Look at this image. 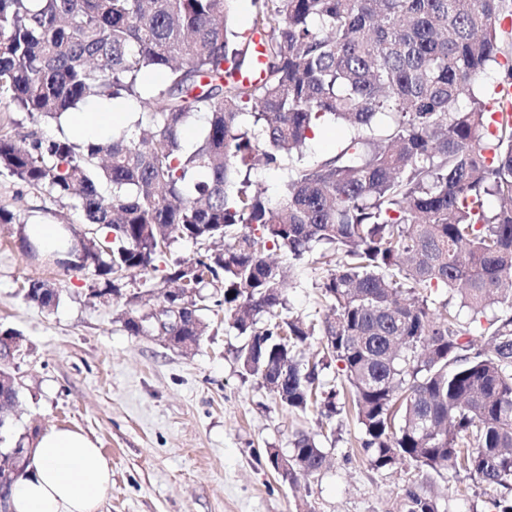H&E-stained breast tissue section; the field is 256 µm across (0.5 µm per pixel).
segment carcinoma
Returning <instances> with one entry per match:
<instances>
[{"mask_svg": "<svg viewBox=\"0 0 512 512\" xmlns=\"http://www.w3.org/2000/svg\"><path fill=\"white\" fill-rule=\"evenodd\" d=\"M233 2L0 0V111L60 128L89 99L140 108V134L107 141L0 131V176L74 202L84 230L64 228L84 252L57 267L124 300L128 332L155 327L167 284L193 288L176 342L200 345L203 311L224 310L243 376L337 432L355 421L375 469H413L397 512H440L436 477L512 489V118L492 119L507 110L496 87L512 85V0H250L239 30ZM329 121L339 150L306 159ZM257 165L285 171L277 195ZM0 224L38 256L14 211ZM178 240L199 252L165 264L159 288L148 275ZM305 261L327 267L318 321L288 310ZM129 275L143 290L125 298ZM61 292L22 287L47 309ZM314 336L322 356L304 362ZM327 458L300 432L283 480Z\"/></svg>", "mask_w": 512, "mask_h": 512, "instance_id": "1", "label": "carcinoma"}]
</instances>
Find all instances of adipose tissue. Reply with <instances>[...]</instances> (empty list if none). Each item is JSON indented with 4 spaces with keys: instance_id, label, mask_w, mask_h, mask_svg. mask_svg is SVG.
<instances>
[{
    "instance_id": "adipose-tissue-1",
    "label": "adipose tissue",
    "mask_w": 512,
    "mask_h": 512,
    "mask_svg": "<svg viewBox=\"0 0 512 512\" xmlns=\"http://www.w3.org/2000/svg\"><path fill=\"white\" fill-rule=\"evenodd\" d=\"M27 478L16 487L13 512H98L112 467L84 433L50 429L30 440Z\"/></svg>"
}]
</instances>
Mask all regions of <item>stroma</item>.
Wrapping results in <instances>:
<instances>
[{
	"label": "stroma",
	"mask_w": 512,
	"mask_h": 512,
	"mask_svg": "<svg viewBox=\"0 0 512 512\" xmlns=\"http://www.w3.org/2000/svg\"><path fill=\"white\" fill-rule=\"evenodd\" d=\"M0 206L29 224H76L72 201L59 200L0 177ZM324 269L302 263L288 289L291 315L317 319L324 307L314 284ZM61 286L57 308L26 302L25 279ZM89 277L28 259L16 230L0 225V324L26 339L16 363L19 405L6 415L13 436L57 428L84 432L108 458L112 484L99 512H396L409 467L373 469L359 452L356 429L322 437L315 412L294 414L275 404L253 377H242V339L223 311L206 312L199 348L181 351L157 332L134 336L122 303L90 298ZM318 436L329 466L309 477L282 480L268 449L288 454L296 432ZM462 476L451 481L441 512H488L503 495Z\"/></svg>",
	"instance_id": "stroma-1"
}]
</instances>
